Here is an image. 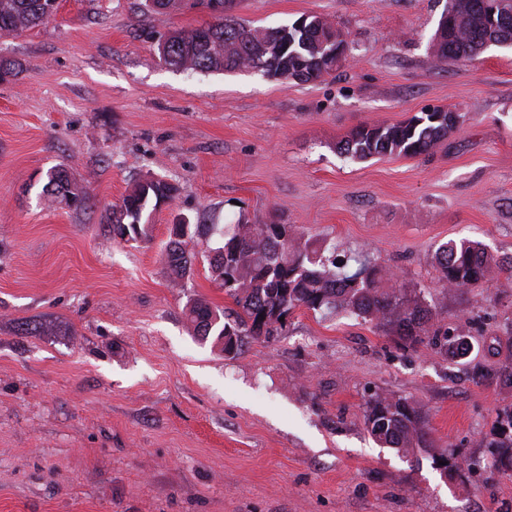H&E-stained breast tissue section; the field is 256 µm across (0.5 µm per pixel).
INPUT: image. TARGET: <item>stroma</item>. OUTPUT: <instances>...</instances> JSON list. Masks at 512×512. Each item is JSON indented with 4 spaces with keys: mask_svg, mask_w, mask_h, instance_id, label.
Segmentation results:
<instances>
[{
    "mask_svg": "<svg viewBox=\"0 0 512 512\" xmlns=\"http://www.w3.org/2000/svg\"><path fill=\"white\" fill-rule=\"evenodd\" d=\"M446 0H237L242 22L322 15L353 58L323 82L167 66L168 31L208 22L143 0H59L37 28L0 36V512H512L488 447L512 385L475 365L512 330V287L443 290L439 244L467 237L512 255V46L435 64ZM438 107L462 116L430 156L352 161L337 145L374 122ZM62 167L88 204L47 202ZM160 175L180 193L149 239L112 235V208ZM195 227L174 280L170 225ZM293 224L319 246L370 249L397 282L468 335L434 340L299 308L235 357L194 337L201 297L234 302L208 271L224 225ZM378 394L417 403L431 451L403 458L371 437ZM462 462L443 473L440 457ZM443 344L440 342V345L445 352L448 354V358L451 360L463 359L467 357L470 352L471 345L470 342L465 339V334H450L448 330L444 331L442 334ZM463 340V341H461Z\"/></svg>",
    "mask_w": 512,
    "mask_h": 512,
    "instance_id": "obj_1",
    "label": "stroma"
}]
</instances>
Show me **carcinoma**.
<instances>
[{"instance_id": "1", "label": "carcinoma", "mask_w": 512, "mask_h": 512, "mask_svg": "<svg viewBox=\"0 0 512 512\" xmlns=\"http://www.w3.org/2000/svg\"><path fill=\"white\" fill-rule=\"evenodd\" d=\"M56 0H0V32H22L45 24L57 9ZM182 0H145L147 12L163 16L181 6ZM506 16L492 26L468 0H447L443 13H453L455 24L432 41L437 63L467 61L490 45L512 42V0H500ZM342 30L328 18L310 15L305 25L260 28L246 25L233 16H219L198 27L170 32L159 44L163 61L177 69L207 73L253 70L286 80L288 69H302L301 82L317 81L334 73L341 63L328 57L329 39ZM455 112H420L396 124L362 125L354 128L339 145L346 157L365 161L375 157L428 156L456 129ZM45 191L55 198L71 192L65 170L47 172ZM176 184L161 177L139 182L112 210V233L125 241L149 237L154 204L172 201ZM185 223L169 228L166 254L175 278L191 274L196 252L187 247ZM354 272L336 263V252L325 256L305 234L291 224H234L223 233V243L214 249L210 269L214 280L238 306L236 311L212 307L196 298L187 303L194 335L211 341L226 355H237L244 338L266 339L286 326L280 317L304 307L326 316L343 313L377 326H388L414 343L432 330L435 313L417 294H410L394 282L391 268L381 262L354 258ZM438 280L448 291H462L488 277L512 282V256L500 258L485 244L469 238L450 240L435 252ZM508 351L499 365L497 380L512 384V334L497 341ZM442 348L452 360L470 352L463 334L443 333ZM366 425L372 437L385 448L404 457L433 447L427 421L420 407L396 396L377 395L368 404ZM492 448L499 449L495 469L512 476V407L496 411L492 427Z\"/></svg>"}]
</instances>
